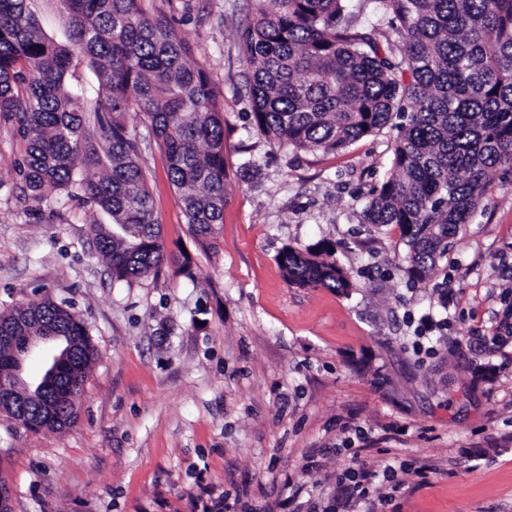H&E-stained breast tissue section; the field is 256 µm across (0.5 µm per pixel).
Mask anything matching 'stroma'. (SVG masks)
Masks as SVG:
<instances>
[{
  "label": "stroma",
  "mask_w": 512,
  "mask_h": 512,
  "mask_svg": "<svg viewBox=\"0 0 512 512\" xmlns=\"http://www.w3.org/2000/svg\"><path fill=\"white\" fill-rule=\"evenodd\" d=\"M172 15L222 93L224 222L195 236L157 147L143 149L171 259L118 281L96 251L106 222L66 194L22 192L25 150L0 123V311L50 298L82 318L95 358L60 432L0 412L12 512H225L328 505L349 468H405L385 512H512V172L422 284L396 226L365 223L396 133L341 154L297 153L250 120L241 37L258 0H142ZM327 241L350 294L289 286L276 257ZM190 260L193 277L177 274ZM453 303L442 308L441 293Z\"/></svg>",
  "instance_id": "obj_1"
}]
</instances>
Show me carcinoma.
Wrapping results in <instances>:
<instances>
[{
    "label": "carcinoma",
    "mask_w": 512,
    "mask_h": 512,
    "mask_svg": "<svg viewBox=\"0 0 512 512\" xmlns=\"http://www.w3.org/2000/svg\"><path fill=\"white\" fill-rule=\"evenodd\" d=\"M375 2L401 47L355 28L345 0H261L242 63L253 124L273 143L338 154L397 130L392 173L364 220L399 227L405 273L423 283L488 192L489 172L512 170V0ZM61 3L64 43L44 33L27 0H0V120L25 145L23 192L41 202L80 188L110 218L92 229L112 277H154L167 256L125 115L142 113L186 223L206 239L224 223L222 94L189 63L191 47L170 19L146 15L141 0ZM81 64L92 83L70 82ZM332 251L327 242L285 245L277 263L291 286L347 294L353 284ZM45 330L71 337L72 380L37 399L21 389L0 411L24 415L31 430L61 431L76 418L95 356L69 307L47 298L0 312V381H11L13 346Z\"/></svg>",
    "instance_id": "cac0c4a2"
}]
</instances>
